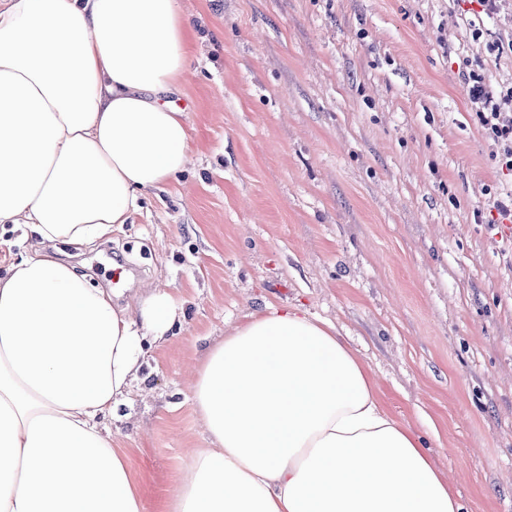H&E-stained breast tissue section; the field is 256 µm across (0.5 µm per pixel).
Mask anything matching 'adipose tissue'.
I'll return each mask as SVG.
<instances>
[{
    "instance_id": "1",
    "label": "adipose tissue",
    "mask_w": 512,
    "mask_h": 512,
    "mask_svg": "<svg viewBox=\"0 0 512 512\" xmlns=\"http://www.w3.org/2000/svg\"><path fill=\"white\" fill-rule=\"evenodd\" d=\"M179 0H0V224L94 243L194 153L169 95L194 57ZM34 251L0 275V512H146L105 424L179 316ZM208 446L158 512H462L328 321L250 316L192 384Z\"/></svg>"
}]
</instances>
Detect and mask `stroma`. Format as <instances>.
<instances>
[{
	"label": "stroma",
	"mask_w": 512,
	"mask_h": 512,
	"mask_svg": "<svg viewBox=\"0 0 512 512\" xmlns=\"http://www.w3.org/2000/svg\"><path fill=\"white\" fill-rule=\"evenodd\" d=\"M196 57L171 98L196 151L112 238L58 260L126 305L182 298L106 423L150 477L147 508L207 446L191 380L266 307L332 322L463 512H512V241L488 200L512 184L462 75L512 85V0H179ZM122 262L131 275L113 285Z\"/></svg>",
	"instance_id": "1"
}]
</instances>
